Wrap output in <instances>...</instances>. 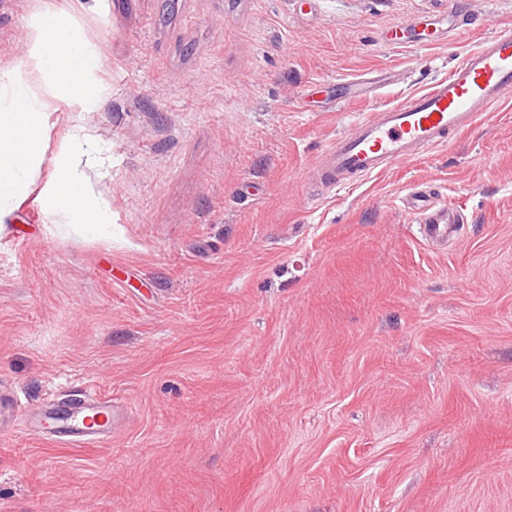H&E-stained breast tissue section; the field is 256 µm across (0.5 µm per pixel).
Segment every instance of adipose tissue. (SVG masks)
I'll list each match as a JSON object with an SVG mask.
<instances>
[{"instance_id":"ef3b65f1","label":"adipose tissue","mask_w":512,"mask_h":512,"mask_svg":"<svg viewBox=\"0 0 512 512\" xmlns=\"http://www.w3.org/2000/svg\"><path fill=\"white\" fill-rule=\"evenodd\" d=\"M88 140L81 127H73L58 146L54 172L42 191L44 211L61 231H108L112 214L107 205L95 200L85 175L75 162Z\"/></svg>"}]
</instances>
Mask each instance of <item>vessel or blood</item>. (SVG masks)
<instances>
[{
    "label": "vessel or blood",
    "mask_w": 512,
    "mask_h": 512,
    "mask_svg": "<svg viewBox=\"0 0 512 512\" xmlns=\"http://www.w3.org/2000/svg\"><path fill=\"white\" fill-rule=\"evenodd\" d=\"M511 95L512 29L498 30L425 92L374 113L336 138L319 160L318 180L331 191L383 171L491 119ZM405 204L425 242L445 244L459 237L461 213L441 204L434 193L411 191ZM122 415L117 400L88 391L44 406L29 431L70 445L103 444Z\"/></svg>",
    "instance_id": "b4317fda"
}]
</instances>
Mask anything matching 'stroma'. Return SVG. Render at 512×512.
<instances>
[{
    "label": "stroma",
    "instance_id": "obj_1",
    "mask_svg": "<svg viewBox=\"0 0 512 512\" xmlns=\"http://www.w3.org/2000/svg\"><path fill=\"white\" fill-rule=\"evenodd\" d=\"M45 10L99 54V108L57 103L47 145L84 127L112 235L49 222L48 160L0 223V512H512V99L339 189L315 172L512 0H0V69ZM422 184L466 219L448 247L402 203ZM87 387L128 406L109 443L29 433Z\"/></svg>",
    "mask_w": 512,
    "mask_h": 512
}]
</instances>
